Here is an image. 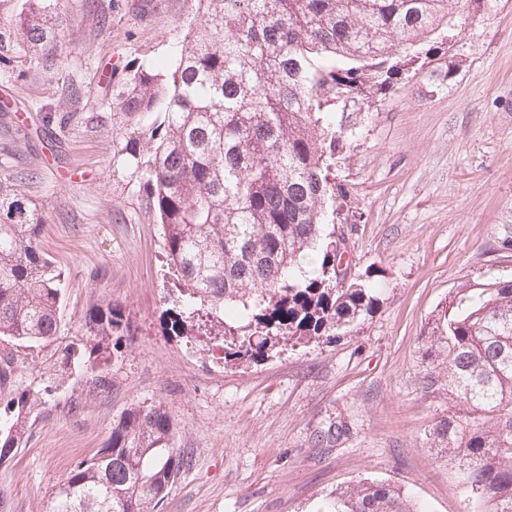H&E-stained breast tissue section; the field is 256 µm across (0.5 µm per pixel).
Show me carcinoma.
Returning a JSON list of instances; mask_svg holds the SVG:
<instances>
[{"label":"carcinoma","instance_id":"cac0c4a2","mask_svg":"<svg viewBox=\"0 0 512 512\" xmlns=\"http://www.w3.org/2000/svg\"><path fill=\"white\" fill-rule=\"evenodd\" d=\"M60 0H0V51L57 38ZM465 0H199L166 65L131 60L112 83L113 164L128 170L161 224L183 294L162 313L176 335L223 337L224 360L260 362L290 342L344 336L379 298L336 287L335 214L348 189L332 173L346 99L392 87L415 50L453 24ZM0 465L21 447L38 395L19 386L14 347L50 341L64 272L39 246L48 211L28 175L0 156ZM62 378L108 365L130 335L123 311L95 309ZM431 388L452 415L434 434L484 512H512V279L458 288L434 319ZM184 465L173 419L133 407L106 445L74 465L49 512H159ZM317 512H420L393 485L336 491Z\"/></svg>","mask_w":512,"mask_h":512}]
</instances>
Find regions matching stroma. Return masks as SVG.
<instances>
[{"label": "stroma", "instance_id": "stroma-1", "mask_svg": "<svg viewBox=\"0 0 512 512\" xmlns=\"http://www.w3.org/2000/svg\"><path fill=\"white\" fill-rule=\"evenodd\" d=\"M146 17L118 0H62L56 43L0 54V150L34 178L49 220L42 249L66 271L53 341L17 348L23 388L41 398L26 438L0 466L5 512H47L78 460L107 443L134 406L172 416L185 466L161 512H316L329 493L383 480L428 512H470L457 463L433 442L448 392L427 388L428 328L455 289L512 278V0L457 14L441 48L369 109L334 168L360 220L351 252L380 302L357 330L261 362L161 323L179 284L161 227L126 171L113 169L106 86L132 59L161 61L198 0H153ZM121 305L131 334L110 366L47 384L89 311ZM332 430L335 440L319 442Z\"/></svg>", "mask_w": 512, "mask_h": 512}]
</instances>
